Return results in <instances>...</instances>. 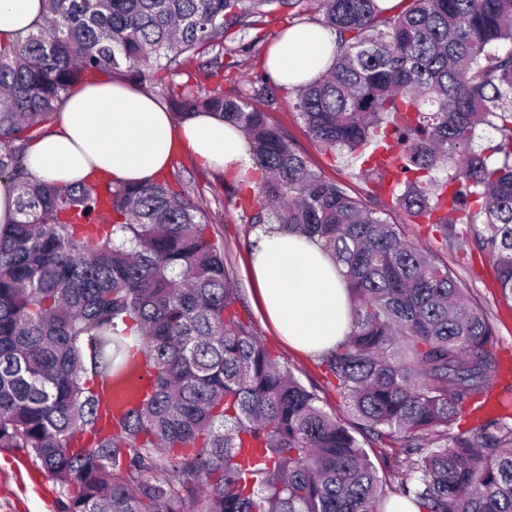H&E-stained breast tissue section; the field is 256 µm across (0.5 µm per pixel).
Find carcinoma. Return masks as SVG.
<instances>
[{
  "mask_svg": "<svg viewBox=\"0 0 512 512\" xmlns=\"http://www.w3.org/2000/svg\"><path fill=\"white\" fill-rule=\"evenodd\" d=\"M298 2L46 0L35 30L0 45V178L18 213L0 225V451L65 490L58 512H384L375 458L419 512H512V414L458 429L492 393L512 403V382L490 385L496 328L392 218L445 248L473 242L512 302V0H314L335 56L293 108L374 182L360 196L272 123L267 76L223 90L224 42ZM102 75L149 79L177 118L240 129L254 166L229 202L343 267L351 331L319 360L347 418L241 317L202 197L165 177L30 179L28 147ZM485 126L497 137L478 149ZM135 368L142 396L104 425L100 383Z\"/></svg>",
  "mask_w": 512,
  "mask_h": 512,
  "instance_id": "carcinoma-1",
  "label": "carcinoma"
}]
</instances>
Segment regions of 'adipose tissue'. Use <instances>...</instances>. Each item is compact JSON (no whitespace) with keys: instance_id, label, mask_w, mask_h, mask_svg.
I'll return each mask as SVG.
<instances>
[{"instance_id":"ef3b65f1","label":"adipose tissue","mask_w":512,"mask_h":512,"mask_svg":"<svg viewBox=\"0 0 512 512\" xmlns=\"http://www.w3.org/2000/svg\"><path fill=\"white\" fill-rule=\"evenodd\" d=\"M44 14V0H0V40L26 34ZM335 40L318 25L288 29L271 46L265 67L280 84L303 83L331 61ZM178 153L236 175L252 167L241 131L207 113L176 120L153 97L112 78L67 97L55 128L28 148L25 166L38 181L70 188L101 177L115 183L156 179ZM253 241L248 271L281 341L318 356L342 340L351 330L347 281L320 243L272 224L255 228Z\"/></svg>"}]
</instances>
